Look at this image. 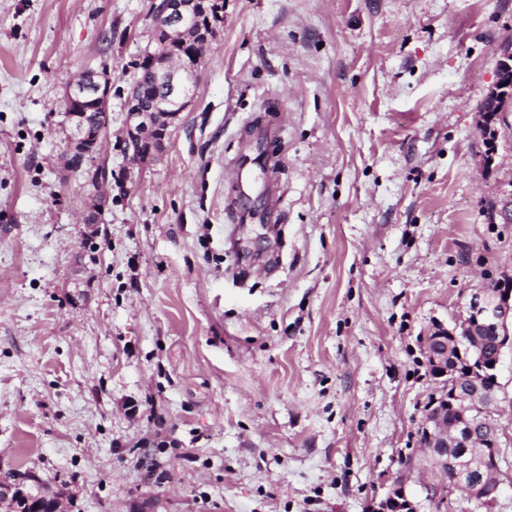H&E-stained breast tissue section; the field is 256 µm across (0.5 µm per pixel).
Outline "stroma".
Wrapping results in <instances>:
<instances>
[{
    "label": "stroma",
    "instance_id": "35a3bbf8",
    "mask_svg": "<svg viewBox=\"0 0 512 512\" xmlns=\"http://www.w3.org/2000/svg\"><path fill=\"white\" fill-rule=\"evenodd\" d=\"M154 2L0 0V474L66 512H375L399 486L471 512L421 444L423 338L512 276V115L490 159L478 124L512 0H224L135 164ZM88 69L112 91L72 168L63 92ZM246 155L272 160L251 193L277 188L273 218H242ZM498 381L512 512L510 349Z\"/></svg>",
    "mask_w": 512,
    "mask_h": 512
}]
</instances>
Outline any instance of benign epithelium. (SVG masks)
Segmentation results:
<instances>
[{"instance_id": "7a95c632", "label": "benign epithelium", "mask_w": 512, "mask_h": 512, "mask_svg": "<svg viewBox=\"0 0 512 512\" xmlns=\"http://www.w3.org/2000/svg\"><path fill=\"white\" fill-rule=\"evenodd\" d=\"M155 31L164 32L156 38L155 49L142 56L136 70L144 67L155 74L156 91L148 96L130 93L126 104L125 140L132 158L147 161L165 139L167 129L179 112L191 101L198 74L204 62L203 55L194 52L185 55L182 49L189 44L209 45L224 26V0H160L153 11ZM111 79L108 75L84 71L64 94V102L70 111L72 129L67 136L66 151L71 167L79 168L84 161L96 153L100 146L101 130L90 127L85 111H103L108 102ZM512 94V52L500 59L497 80L487 95L488 100ZM505 119L500 111L489 114L481 111L480 127L487 145H492L496 135V124ZM490 329L498 338V355L506 347L512 348V276L496 281L495 288L472 294L466 313L453 325L441 321L433 324L430 334L424 337L427 356L433 378L448 380V338L459 342L466 336L475 335V330ZM487 389L479 380L469 395L464 398L463 409L471 419L448 428L440 417L424 422V447L429 449L435 465L448 467V447L457 442L469 445L471 420H487L498 424L494 417L495 389ZM467 500L478 506H487L496 497L486 495L472 484H457ZM27 512H62L55 497L38 494L24 495ZM378 512H419V503L409 498L405 490L386 497L379 503Z\"/></svg>"}]
</instances>
